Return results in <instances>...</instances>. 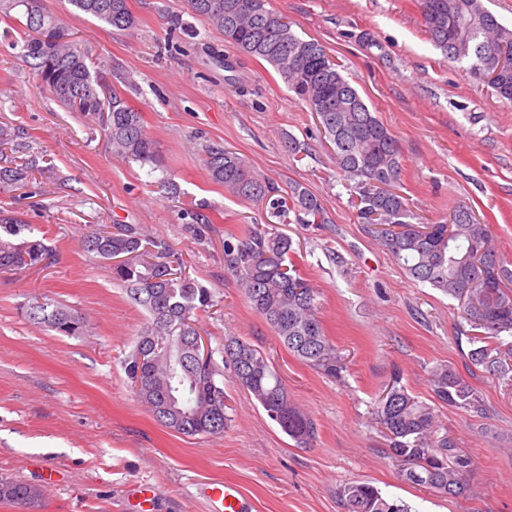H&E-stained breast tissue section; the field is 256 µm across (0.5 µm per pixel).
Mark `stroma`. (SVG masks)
I'll use <instances>...</instances> for the list:
<instances>
[{
    "instance_id": "obj_1",
    "label": "stroma",
    "mask_w": 512,
    "mask_h": 512,
    "mask_svg": "<svg viewBox=\"0 0 512 512\" xmlns=\"http://www.w3.org/2000/svg\"><path fill=\"white\" fill-rule=\"evenodd\" d=\"M134 28L85 16L68 0H43L99 70L101 97L118 93L140 112L184 191L167 198L161 172L112 154L98 118L66 110L22 56L17 22L0 11V126L36 155L41 173L0 192L56 252L48 264L0 271V478L38 487V506L0 502V512H209L201 484L233 481L251 512H343L337 492L366 482L415 512H512V390L472 370L458 303L412 281L360 224L347 178L336 168L314 112L266 62L244 56L193 15L187 0H128ZM304 38L318 40L376 109L403 150L399 191L421 222L442 224L458 207L492 225L512 262V102L498 98L425 32L420 0H267ZM185 26L173 28L171 15ZM304 143L301 155L285 136ZM237 152L288 193L299 183L330 218L275 220L261 205L210 180L204 148ZM211 228L197 242L191 213ZM275 224L320 292L319 317L346 358L342 379L292 356L224 273V236ZM96 224H140L181 254L183 270L213 293L199 315L212 347L235 336L267 357L293 401L315 421L304 448L248 392L224 381L223 435L188 437L162 426L133 394L124 359L146 312L112 279L110 263L81 248ZM59 301L84 319L81 336L31 321L33 298ZM454 367L480 392L486 417L444 408L440 420L474 460L469 495L450 498L407 483L373 419L393 372L431 402L428 372ZM154 486L140 501L139 486Z\"/></svg>"
}]
</instances>
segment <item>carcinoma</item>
Masks as SVG:
<instances>
[{"label": "carcinoma", "instance_id": "cac0c4a2", "mask_svg": "<svg viewBox=\"0 0 512 512\" xmlns=\"http://www.w3.org/2000/svg\"><path fill=\"white\" fill-rule=\"evenodd\" d=\"M79 12L107 25L128 30L135 25L128 0H69ZM194 15L224 34L241 53L272 65L292 92L315 112L325 138L333 144L336 167L355 181L352 203L363 224H395L398 233L373 234L413 280L458 301L470 330L467 359L512 388V268L500 257L489 224L474 218L451 225L415 221L407 200L395 191L402 173V147L344 78L339 64L317 40L305 39L288 19L265 7V0H188ZM0 8L20 9L27 36L22 56L35 60L41 86L64 107L101 117L113 153L127 162L160 170L154 140L136 109L117 93L99 95L98 76L88 55L66 39L65 25L45 11L42 0H0ZM424 26L433 44L448 59L468 66L482 80L496 74L495 94L512 101V68L499 67L502 49L512 52V27L500 23L482 0H421ZM35 160L0 165V190L25 180ZM210 179L247 201L265 202L276 214H297L301 224H329L320 199L296 183L283 197L270 181L254 175L245 161L222 146L205 150ZM25 220L0 211V270H29L43 264L55 247L33 236ZM83 250L103 260L115 258L112 279L122 285L148 316L134 349L124 359L131 382H140L139 400L164 426L187 436L224 433V367L234 383L249 392L282 431L309 448L316 441L314 420L290 398L288 389L267 358L236 337L225 340L221 359L202 363L194 357L197 313L212 305V292L185 275L178 253L164 240L145 234L138 224H114L104 234L92 229ZM294 252L290 238L274 228H255L224 237V272L236 283L251 308L272 328L277 340L316 372L336 379L344 357L326 336L318 316L319 291L298 269L288 265ZM28 316L66 336L83 333V321L50 299L28 304ZM435 401L478 416L485 405L478 390L454 367L439 364L429 371ZM374 419L381 425L392 457L404 479L450 497L469 491L472 459L442 431L435 407L419 400L393 375L374 401ZM345 512H411V506L383 495L368 483L341 487ZM39 494L23 483L1 478L0 500L33 507Z\"/></svg>", "mask_w": 512, "mask_h": 512}]
</instances>
